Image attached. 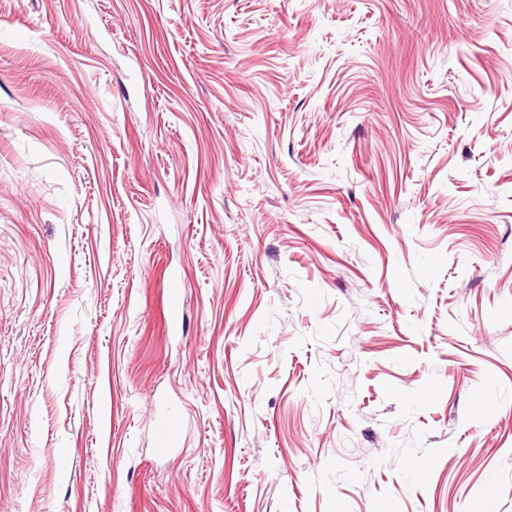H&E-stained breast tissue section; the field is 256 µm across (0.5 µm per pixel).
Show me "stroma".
Instances as JSON below:
<instances>
[{
    "label": "stroma",
    "mask_w": 512,
    "mask_h": 512,
    "mask_svg": "<svg viewBox=\"0 0 512 512\" xmlns=\"http://www.w3.org/2000/svg\"><path fill=\"white\" fill-rule=\"evenodd\" d=\"M0 512H512V0H0ZM182 440V421L179 413L167 407L158 418L156 426V447L160 454L178 448Z\"/></svg>",
    "instance_id": "1"
}]
</instances>
